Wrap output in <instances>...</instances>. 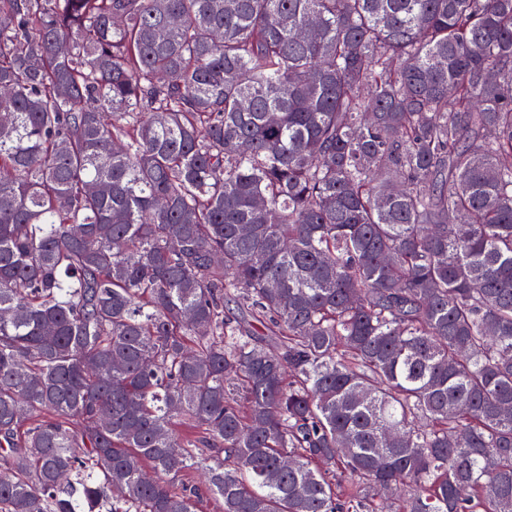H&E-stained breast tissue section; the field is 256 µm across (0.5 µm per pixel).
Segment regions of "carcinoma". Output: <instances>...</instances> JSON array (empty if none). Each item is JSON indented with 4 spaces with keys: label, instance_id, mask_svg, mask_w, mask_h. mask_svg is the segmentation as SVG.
<instances>
[{
    "label": "carcinoma",
    "instance_id": "cac0c4a2",
    "mask_svg": "<svg viewBox=\"0 0 512 512\" xmlns=\"http://www.w3.org/2000/svg\"><path fill=\"white\" fill-rule=\"evenodd\" d=\"M210 499L512 512V0H0V512Z\"/></svg>",
    "mask_w": 512,
    "mask_h": 512
}]
</instances>
